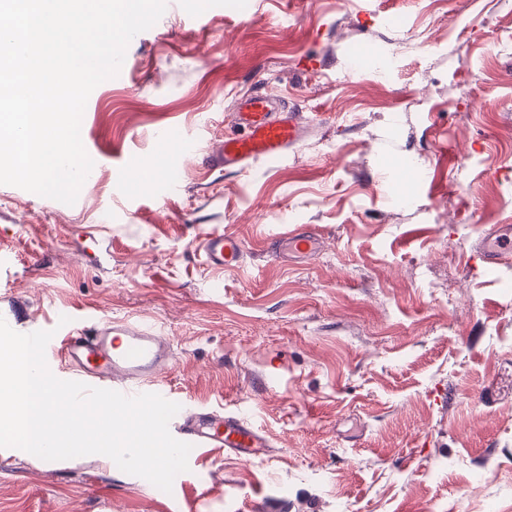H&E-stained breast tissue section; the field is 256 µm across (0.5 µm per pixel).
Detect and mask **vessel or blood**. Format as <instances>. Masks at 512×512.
Wrapping results in <instances>:
<instances>
[{
    "label": "vessel or blood",
    "mask_w": 512,
    "mask_h": 512,
    "mask_svg": "<svg viewBox=\"0 0 512 512\" xmlns=\"http://www.w3.org/2000/svg\"><path fill=\"white\" fill-rule=\"evenodd\" d=\"M234 119L242 133L224 139L223 161L228 169L281 159L305 135L297 113L285 111L281 98L263 91L237 100ZM272 242L276 254L288 258L314 256L323 246L318 234L299 226L282 227ZM200 249L206 265L219 273L245 259V246L233 235L206 234ZM478 254L485 268L498 266L504 255L512 254V225L499 224L485 233ZM75 320L72 332L59 337L54 348L79 382L128 396L160 393L162 379L175 359L170 341L161 336L157 325L104 319L90 309ZM169 429L176 439L214 454L251 462L269 454L270 440L260 428L220 406L192 407L171 421Z\"/></svg>",
    "instance_id": "b4317fda"
}]
</instances>
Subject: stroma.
<instances>
[{
	"label": "stroma",
	"mask_w": 512,
	"mask_h": 512,
	"mask_svg": "<svg viewBox=\"0 0 512 512\" xmlns=\"http://www.w3.org/2000/svg\"><path fill=\"white\" fill-rule=\"evenodd\" d=\"M257 90L307 133L224 169ZM81 140L101 177L74 204L0 185V317L157 324L169 400L237 410L272 449L191 451L166 493L109 459L0 448V512H512V261H471L512 223V0H167L91 92ZM288 224L323 250L276 257ZM217 231L246 249L218 290L198 248Z\"/></svg>",
	"instance_id": "obj_1"
}]
</instances>
